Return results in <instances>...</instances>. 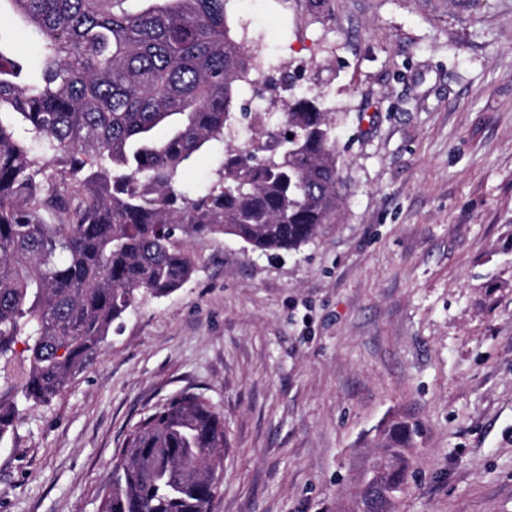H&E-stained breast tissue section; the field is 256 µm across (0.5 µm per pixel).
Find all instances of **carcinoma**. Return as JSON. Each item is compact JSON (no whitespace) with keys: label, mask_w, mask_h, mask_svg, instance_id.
I'll return each mask as SVG.
<instances>
[{"label":"carcinoma","mask_w":512,"mask_h":512,"mask_svg":"<svg viewBox=\"0 0 512 512\" xmlns=\"http://www.w3.org/2000/svg\"><path fill=\"white\" fill-rule=\"evenodd\" d=\"M125 2L0 0L37 44L31 61L0 32V442L99 357L138 300L191 279L190 239L296 251L342 219L335 124L315 94L288 105V131L226 146L218 183L188 192L180 172L238 122L257 67L225 0ZM49 153L93 186L82 202L54 186ZM415 433L401 417L376 429L392 465L369 463L351 512L404 488ZM224 445V415L206 399L168 398L127 434L99 512H210Z\"/></svg>","instance_id":"1"}]
</instances>
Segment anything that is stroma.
Here are the masks:
<instances>
[{"label": "stroma", "instance_id": "stroma-1", "mask_svg": "<svg viewBox=\"0 0 512 512\" xmlns=\"http://www.w3.org/2000/svg\"><path fill=\"white\" fill-rule=\"evenodd\" d=\"M260 66L237 103L336 115L341 223L196 271L0 443V512H98L128 430L182 391L224 414L210 512H336L377 426L418 425L397 512H512V0H227ZM235 124L182 171L215 184Z\"/></svg>", "mask_w": 512, "mask_h": 512}]
</instances>
